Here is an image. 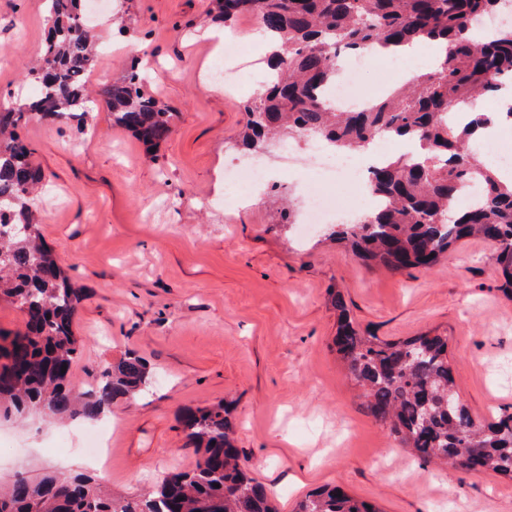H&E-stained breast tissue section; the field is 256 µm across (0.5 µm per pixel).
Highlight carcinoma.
Segmentation results:
<instances>
[{"label":"carcinoma","instance_id":"obj_1","mask_svg":"<svg viewBox=\"0 0 512 512\" xmlns=\"http://www.w3.org/2000/svg\"><path fill=\"white\" fill-rule=\"evenodd\" d=\"M499 0H212L214 17L229 26L245 15L260 19L278 46L274 76L242 103L248 120L238 146L256 151L296 135L349 150L386 137L416 141L420 152L372 167L368 185L383 205L361 224L332 232L361 260L391 271L429 267L471 236L495 248V263L512 297V187L471 162L466 144L494 113L474 109L467 123H448V111L512 84V27L489 41L471 36L475 21ZM48 28L39 63L27 78L39 94L14 106L0 103V302L17 310L21 328L0 335V409L20 417L42 412L98 420L112 404L149 384L136 355L86 373L73 365L82 341L74 330L85 292L71 286L58 255L38 230L31 201L44 174L18 129L31 115L83 121L92 111L87 91L96 53L81 0H49ZM443 43L437 70L395 89L362 112H336L320 93L336 83L338 52L377 45ZM139 64L100 92L112 124L146 147L171 133L172 113L143 90ZM474 182L482 201L444 217ZM336 352L363 391L369 413L426 464L512 480V412L475 419L456 390L448 337L432 332L388 341L360 331L336 292ZM199 453L191 472H172L154 490L117 497L84 474L19 475L0 488V512H278L266 488L251 476L235 446L236 424L224 404L187 409L179 416ZM219 487H214V484ZM294 512H379L339 486L297 502Z\"/></svg>","mask_w":512,"mask_h":512}]
</instances>
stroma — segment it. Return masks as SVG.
I'll return each instance as SVG.
<instances>
[{
	"instance_id": "35a3bbf8",
	"label": "stroma",
	"mask_w": 512,
	"mask_h": 512,
	"mask_svg": "<svg viewBox=\"0 0 512 512\" xmlns=\"http://www.w3.org/2000/svg\"><path fill=\"white\" fill-rule=\"evenodd\" d=\"M47 15V0H0V102L34 94L26 66L43 48ZM211 15V0H112L96 21L103 51L89 84L98 91L131 61L145 64L147 91L173 113L156 149L114 126L101 97L86 129L37 116L21 129L48 187L35 201L40 231L86 292L75 377L132 353L152 378L103 415V466L76 443L82 418L0 415V482L80 470L105 474L113 495H140L197 463L179 414L225 402L241 457L280 512L322 485L380 512H432L442 497L461 512H512V482L426 465L403 448L369 414L333 344L338 289L362 331L447 336L474 416L512 411V298L493 247L473 238L431 267L389 271L333 240L331 225L305 236L281 223L273 190L226 206L224 164L247 120L239 104L260 84L207 82L223 55ZM63 436L72 448L55 451Z\"/></svg>"
}]
</instances>
